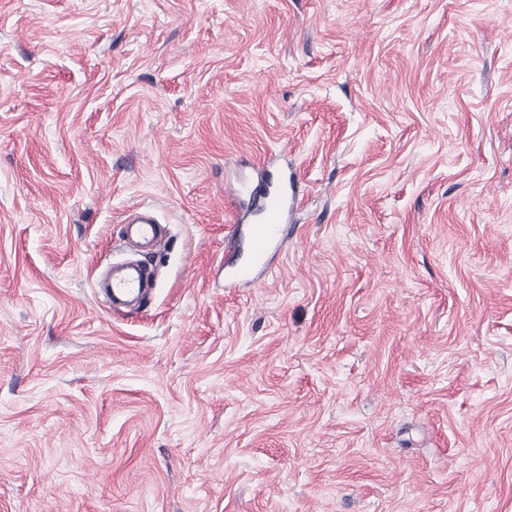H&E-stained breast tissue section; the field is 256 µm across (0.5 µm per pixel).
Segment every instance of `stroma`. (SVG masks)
Wrapping results in <instances>:
<instances>
[{
    "label": "stroma",
    "mask_w": 512,
    "mask_h": 512,
    "mask_svg": "<svg viewBox=\"0 0 512 512\" xmlns=\"http://www.w3.org/2000/svg\"><path fill=\"white\" fill-rule=\"evenodd\" d=\"M0 512H512V0H0ZM245 193L257 205L261 218L249 229L252 262L239 266L233 273V280L252 284L256 281L257 270L269 265L271 250L282 244L284 222L297 203L298 192L294 175L280 169L275 178H266L254 188H238L236 199L239 200ZM126 234L130 239L152 243L159 236V227L151 214L147 212L139 213L133 220L127 223ZM142 281L137 271L112 273L109 291L112 299L132 296L140 293Z\"/></svg>",
    "instance_id": "stroma-1"
}]
</instances>
